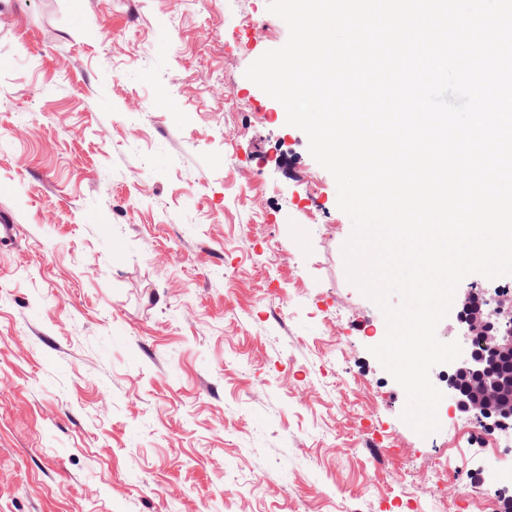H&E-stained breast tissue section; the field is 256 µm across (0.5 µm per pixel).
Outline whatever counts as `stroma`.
<instances>
[{
    "label": "stroma",
    "mask_w": 512,
    "mask_h": 512,
    "mask_svg": "<svg viewBox=\"0 0 512 512\" xmlns=\"http://www.w3.org/2000/svg\"><path fill=\"white\" fill-rule=\"evenodd\" d=\"M268 0H0V512H460L371 354L336 182L246 78Z\"/></svg>",
    "instance_id": "obj_1"
}]
</instances>
